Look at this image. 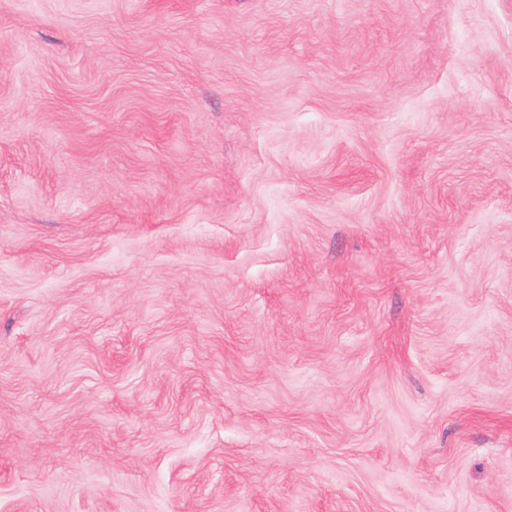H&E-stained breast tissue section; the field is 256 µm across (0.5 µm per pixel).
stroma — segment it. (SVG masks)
<instances>
[{
    "label": "stroma",
    "instance_id": "35a3bbf8",
    "mask_svg": "<svg viewBox=\"0 0 512 512\" xmlns=\"http://www.w3.org/2000/svg\"><path fill=\"white\" fill-rule=\"evenodd\" d=\"M0 512H512V0H0Z\"/></svg>",
    "mask_w": 512,
    "mask_h": 512
}]
</instances>
